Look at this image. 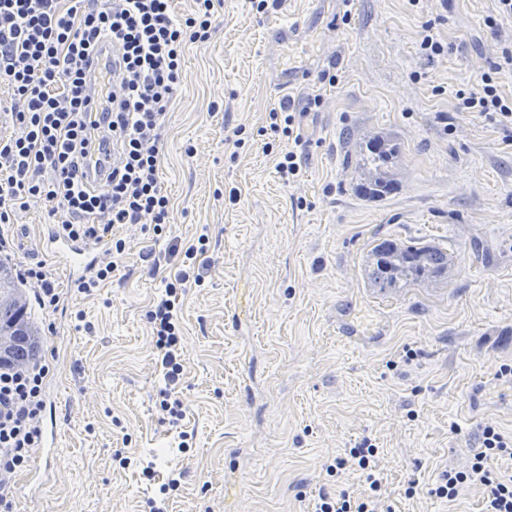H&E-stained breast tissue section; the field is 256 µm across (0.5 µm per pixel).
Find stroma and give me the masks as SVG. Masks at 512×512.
<instances>
[{"label": "stroma", "mask_w": 512, "mask_h": 512, "mask_svg": "<svg viewBox=\"0 0 512 512\" xmlns=\"http://www.w3.org/2000/svg\"><path fill=\"white\" fill-rule=\"evenodd\" d=\"M494 7L353 0L345 11L312 0L327 28L300 31L290 56L269 30L299 24V0L260 14L249 0H223L210 39L183 52L167 116L159 182L169 236L120 228L125 255L88 293L54 270L64 308L51 319L31 288L18 289L49 355L59 432L46 474L16 477L12 512H145L176 473L168 512H311L319 493L367 490L361 472L329 471L365 439L393 512H481L482 486L452 501L429 490L468 466L485 427L512 436V377L500 373L512 366V150L502 127L454 109L494 45ZM438 16L448 52L430 63L421 24ZM291 62L310 80L286 93L277 80ZM328 70L335 84L322 82ZM288 97L302 141L292 182L266 148L268 114ZM378 132L401 150L399 188L368 200L355 191V149ZM48 222L38 206L15 215L8 233L20 256L42 260ZM202 234L210 265L179 311L187 413L171 427L158 420L147 313L174 267L150 276L140 255ZM380 237L447 250L448 279L377 293L365 266Z\"/></svg>", "instance_id": "obj_1"}]
</instances>
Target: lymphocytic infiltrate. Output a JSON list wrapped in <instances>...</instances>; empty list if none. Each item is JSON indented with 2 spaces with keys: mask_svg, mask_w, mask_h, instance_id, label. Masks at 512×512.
Instances as JSON below:
<instances>
[{
  "mask_svg": "<svg viewBox=\"0 0 512 512\" xmlns=\"http://www.w3.org/2000/svg\"><path fill=\"white\" fill-rule=\"evenodd\" d=\"M214 17L215 0H197L196 14L184 19L174 15L170 0H0V82L12 91L14 127L0 137V256L13 252L6 226L34 203L74 238H103L126 224L159 232L169 224L170 199L158 181L164 118L184 78L183 49L210 38ZM105 44L115 57L112 119L95 128L87 119L91 67ZM507 72L512 37L498 39L475 85L456 91L457 111L512 128V95L500 84ZM96 155L112 164L92 181L85 165ZM208 251L204 234L187 246L168 244L165 258L177 262L178 272L148 313L163 380L160 408L172 426L186 415L176 396L183 355L178 288L203 285ZM16 277L33 285L40 310L59 311L63 293L46 262L19 265ZM48 372L42 354L22 368L0 366V507L8 506L11 480L28 467L38 445ZM375 454L365 441L336 459V473H365L366 496L323 493L314 512H379ZM497 455L512 457V437L485 428L468 469L443 473L433 495L452 500L465 485L478 484L485 489L484 512H512V474L488 466Z\"/></svg>",
  "mask_w": 512,
  "mask_h": 512,
  "instance_id": "f902f5d3",
  "label": "lymphocytic infiltrate"
}]
</instances>
